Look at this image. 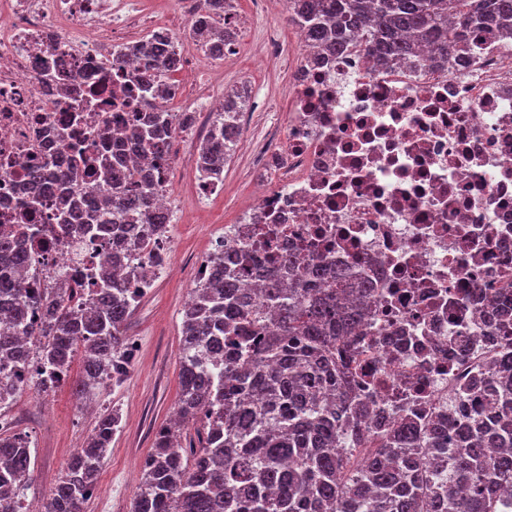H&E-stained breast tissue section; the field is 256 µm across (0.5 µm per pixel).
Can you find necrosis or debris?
<instances>
[{"mask_svg": "<svg viewBox=\"0 0 512 512\" xmlns=\"http://www.w3.org/2000/svg\"><path fill=\"white\" fill-rule=\"evenodd\" d=\"M175 33L145 0H0V232L29 257L35 282L80 277L112 252L77 229L46 230L68 190L55 175L77 148L118 155L131 181L155 183V210L174 212L176 158L143 151L130 124L164 113L169 143L208 142L225 104L208 95L206 120L184 122L178 102L206 59L189 42L140 94L152 62L130 46ZM472 43L449 61L425 46L398 64L354 43L320 52L300 39L286 74V140L256 143L257 196L212 239L231 265L250 250H298L372 282L357 379L390 419L434 412L491 372L501 340L486 314L512 308V45L484 32ZM38 162L41 184L26 175ZM159 255L172 259L170 235L129 237L114 275Z\"/></svg>", "mask_w": 512, "mask_h": 512, "instance_id": "1", "label": "necrosis or debris"}]
</instances>
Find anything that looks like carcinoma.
<instances>
[{"instance_id":"1","label":"carcinoma","mask_w":512,"mask_h":512,"mask_svg":"<svg viewBox=\"0 0 512 512\" xmlns=\"http://www.w3.org/2000/svg\"><path fill=\"white\" fill-rule=\"evenodd\" d=\"M290 19L315 45L342 49L357 38L370 56L412 57L429 45L442 58L470 47L469 32L492 29L512 41V0H289ZM205 14L188 28L214 60L224 35ZM216 120L224 146L234 124ZM158 113L131 136L168 151ZM149 195L112 196V210L84 209L67 196L63 223L114 240L167 224ZM265 279L259 296L241 288L224 254L209 255L211 276L182 310L180 392L169 423L155 432L130 512H503L499 489L512 486V351L496 362L495 385L479 404L448 405L424 422L401 416L372 434L373 411L356 392L349 349L370 286L351 282L320 259L285 253L273 267L245 256ZM95 294L85 306L71 290L0 282V417L28 388L49 394L80 357L77 394L119 383L132 351L123 327L137 296L107 267L85 274ZM43 311L37 325L31 311ZM50 370L27 382L11 369L30 356ZM120 428L104 412L69 459L38 512H85ZM28 435L0 434V512H20L15 492L33 483Z\"/></svg>"}]
</instances>
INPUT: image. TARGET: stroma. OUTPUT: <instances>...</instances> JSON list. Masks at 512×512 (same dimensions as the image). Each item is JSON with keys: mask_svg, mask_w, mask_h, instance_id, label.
Here are the masks:
<instances>
[{"mask_svg": "<svg viewBox=\"0 0 512 512\" xmlns=\"http://www.w3.org/2000/svg\"><path fill=\"white\" fill-rule=\"evenodd\" d=\"M237 54L232 63L207 62L201 88L217 93L248 87L242 103L251 115L247 136L240 138L224 167V183L204 200L195 192L192 157L186 143L170 171L172 190L182 203L171 238L180 274L159 276L141 298L125 325L135 351L123 382L87 399H79L76 381L79 367L49 395L27 390L8 412L16 431L31 435L35 445L34 482L28 501L40 500L56 485L68 460L93 427L104 408H118L121 429L112 439L111 452L100 472L96 490L85 512H129L140 479V464L150 452L155 429L173 411L179 391V339L182 310L193 286L196 263L211 249L210 237L224 225L235 223L251 203L256 181L251 163L255 143L272 120L287 122L288 95L282 88L287 60L270 62L261 47L267 35H277L286 49H293L299 30L287 12L276 14L255 9L254 0H234Z\"/></svg>", "mask_w": 512, "mask_h": 512, "instance_id": "obj_1", "label": "stroma"}]
</instances>
